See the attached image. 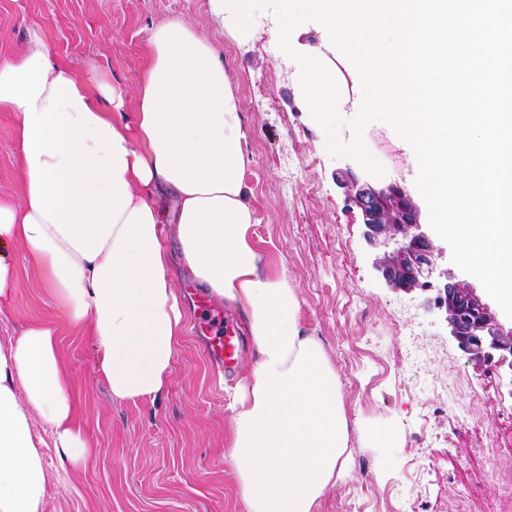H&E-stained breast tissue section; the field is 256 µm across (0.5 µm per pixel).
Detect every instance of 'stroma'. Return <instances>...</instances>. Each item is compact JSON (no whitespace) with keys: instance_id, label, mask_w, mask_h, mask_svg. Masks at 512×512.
<instances>
[{"instance_id":"stroma-1","label":"stroma","mask_w":512,"mask_h":512,"mask_svg":"<svg viewBox=\"0 0 512 512\" xmlns=\"http://www.w3.org/2000/svg\"><path fill=\"white\" fill-rule=\"evenodd\" d=\"M172 19L205 36L234 76L249 130L244 179L257 234L291 279L304 333L339 375L351 477L328 488L316 512H502L512 485L494 470L512 463V366H475L435 308V291H392L377 279L361 213L336 181L357 163L328 153L298 64L275 48L272 11L243 34L223 0H0V57L20 54L37 34L82 83L103 74L126 89L140 78L151 31ZM291 44L321 52L350 81L349 62L321 24L304 23ZM364 141L388 179L416 192L417 161L385 123L369 124ZM19 197L15 117L0 112V198ZM0 257L13 269L0 297V343L34 323L54 326L73 402L95 445L83 466L66 468L46 448L42 512H246L224 443L228 394L254 351L244 346L231 371L213 365L202 342L211 301L178 247L170 249V271L186 311L182 346L165 389L135 402L113 399L92 342L70 323L22 244L1 241Z\"/></svg>"}]
</instances>
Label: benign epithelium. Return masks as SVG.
Listing matches in <instances>:
<instances>
[{
	"label": "benign epithelium",
	"instance_id": "7a95c632",
	"mask_svg": "<svg viewBox=\"0 0 512 512\" xmlns=\"http://www.w3.org/2000/svg\"><path fill=\"white\" fill-rule=\"evenodd\" d=\"M338 178L362 212L367 243L381 251L372 264L376 277L393 291L410 293L432 286L440 250L405 187L396 181L360 179L348 170ZM436 289L435 305L444 314L450 336L475 366L496 357L512 358V323L502 320L480 289L451 275Z\"/></svg>",
	"mask_w": 512,
	"mask_h": 512
}]
</instances>
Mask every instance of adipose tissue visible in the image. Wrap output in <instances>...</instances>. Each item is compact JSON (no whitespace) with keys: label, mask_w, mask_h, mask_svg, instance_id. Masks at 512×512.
<instances>
[{"label":"adipose tissue","mask_w":512,"mask_h":512,"mask_svg":"<svg viewBox=\"0 0 512 512\" xmlns=\"http://www.w3.org/2000/svg\"><path fill=\"white\" fill-rule=\"evenodd\" d=\"M149 47L128 93L103 77L87 89L38 36L0 59V111L16 117L23 161L19 201H0V239L21 241L86 329L113 399L135 401L165 388L184 334L164 232L174 225L196 284L243 314L256 350L228 405L225 455L247 512H315L347 475L348 419L287 272L263 265L232 77L184 21L154 28ZM128 96L132 126L112 116ZM58 344L54 327L35 323L0 345V512H42L45 442L33 416L62 464L91 453Z\"/></svg>","instance_id":"ef3b65f1"}]
</instances>
